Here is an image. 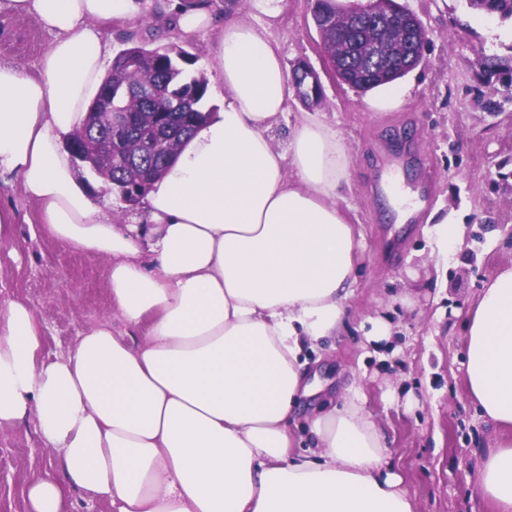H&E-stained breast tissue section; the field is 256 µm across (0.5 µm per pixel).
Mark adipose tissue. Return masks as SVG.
<instances>
[{"mask_svg":"<svg viewBox=\"0 0 512 512\" xmlns=\"http://www.w3.org/2000/svg\"><path fill=\"white\" fill-rule=\"evenodd\" d=\"M0 12L50 36L35 72L0 62V178H19L55 238L107 258L112 310L47 360L33 308L0 305V426L33 420L61 470L28 487V512H71L73 489L112 512H414L359 387L297 414L313 394L305 351L349 318L358 242L336 130L306 115L273 142L290 87L266 23L217 30L224 109L147 190L135 225L83 188L62 138L111 63L102 22L138 17L143 0H0ZM464 346L469 395L500 431L476 492L512 512V265L485 282Z\"/></svg>","mask_w":512,"mask_h":512,"instance_id":"ef3b65f1","label":"adipose tissue"}]
</instances>
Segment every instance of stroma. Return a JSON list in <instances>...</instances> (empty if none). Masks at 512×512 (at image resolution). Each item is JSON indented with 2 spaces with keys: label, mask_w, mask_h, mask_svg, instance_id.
<instances>
[{
  "label": "stroma",
  "mask_w": 512,
  "mask_h": 512,
  "mask_svg": "<svg viewBox=\"0 0 512 512\" xmlns=\"http://www.w3.org/2000/svg\"><path fill=\"white\" fill-rule=\"evenodd\" d=\"M429 34L423 62L400 79V108L371 110L368 96L339 82L328 66L310 0H275L269 32L286 71L304 62L317 73L322 99L288 100L274 131L284 146L300 113L313 109L341 136L350 159L343 202L362 240L351 313L340 336L308 352L321 399L337 405L349 385L361 387L363 410L380 429L387 470L401 477L415 512H491L474 494L477 461L498 437L467 395L463 328L480 288L505 264L512 244V186L489 177L512 159V95L483 62H512V21L473 10L467 0H399ZM169 0H149L142 17L108 21L113 52L141 44L181 43L208 80L206 105L219 109L211 36L181 40L170 28ZM49 42L36 17L0 13V60L34 70ZM431 196L417 218L403 223L396 196L380 182H398L413 196L427 171ZM0 205L14 209L10 240L0 245V303L19 299L44 330V357L67 352L87 326L110 318L106 259L70 249L51 237L40 207L18 180H0ZM449 216L459 241L447 259L434 253L435 218ZM390 323L389 342L367 343L370 321ZM55 454L33 423L0 429V512H26L25 486L53 471Z\"/></svg>",
  "instance_id": "1"
}]
</instances>
